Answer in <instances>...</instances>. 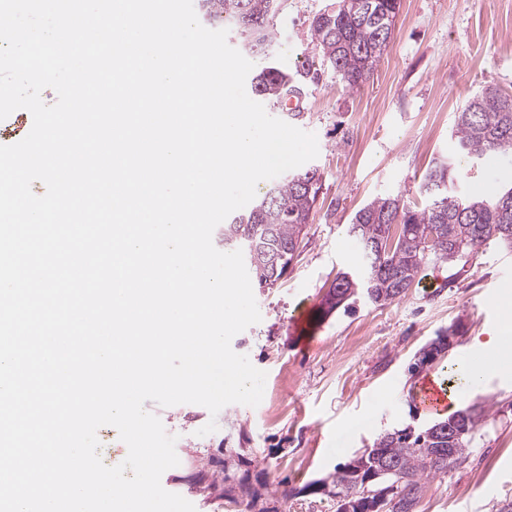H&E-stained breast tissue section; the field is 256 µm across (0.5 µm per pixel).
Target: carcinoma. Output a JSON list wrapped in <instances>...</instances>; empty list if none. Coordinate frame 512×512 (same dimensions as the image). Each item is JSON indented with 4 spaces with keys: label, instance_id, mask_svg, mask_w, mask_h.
Here are the masks:
<instances>
[{
    "label": "carcinoma",
    "instance_id": "obj_1",
    "mask_svg": "<svg viewBox=\"0 0 512 512\" xmlns=\"http://www.w3.org/2000/svg\"><path fill=\"white\" fill-rule=\"evenodd\" d=\"M279 0H208L202 15L236 32L253 53H263L272 41L270 22ZM399 0H336V7L315 15L311 42L320 65L332 68L348 89L360 87L373 75L386 50ZM315 61L296 75L268 67L254 77L258 96L277 105L319 79ZM457 148L477 159L489 151L512 152V96L486 86L458 112L453 129ZM451 160L440 159L421 186L425 202L409 205L397 197H377L356 211L349 232L358 240L363 266L339 273L332 287L336 303L319 309L323 319L360 295L376 306L406 296L420 283L429 264L448 266L452 283L483 249L495 244L512 251V187L495 199L460 195ZM322 181L315 167H303L267 188L254 206L233 216L219 230V242L242 250L245 266L261 288H273L292 264ZM452 324L419 351L411 369L434 362L433 353L448 349L447 337L458 334ZM488 408L482 404L461 409L432 425L395 429L378 437L372 447L339 465L327 479L305 489L320 491L335 501L336 512H348L356 494L385 512H416L427 482L465 463L481 437ZM248 498V512L257 508L261 495L244 481L224 477V497Z\"/></svg>",
    "mask_w": 512,
    "mask_h": 512
}]
</instances>
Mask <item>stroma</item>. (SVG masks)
Instances as JSON below:
<instances>
[{
    "label": "stroma",
    "mask_w": 512,
    "mask_h": 512,
    "mask_svg": "<svg viewBox=\"0 0 512 512\" xmlns=\"http://www.w3.org/2000/svg\"><path fill=\"white\" fill-rule=\"evenodd\" d=\"M333 0H280L268 55L249 54L253 73L301 70L315 50L313 17ZM512 96V0H400L390 43L370 80L346 90L332 71L306 87L296 127L314 133L322 191L307 235L287 275L273 289L254 288L262 319L232 340L235 352L267 374L257 407L145 402L175 435L178 466L161 477L196 512L224 498V473L263 495L270 512H335L305 485L333 473L381 434L434 420L423 410L424 376L447 377L464 356H479L512 316V251L480 252L456 280L429 270L406 297L379 307L358 299L350 311L315 315L339 271L361 264L349 234L356 210L377 197L422 203L433 161L452 159L464 195L494 197L512 187V153L475 159L459 153L452 130L465 101L485 86ZM461 333L423 373L419 350L451 324ZM483 389L458 395L459 408L485 404V437L463 465L431 480L417 512H496L512 500V362L486 360ZM217 429L199 430L209 420ZM240 465L225 468L229 452Z\"/></svg>",
    "instance_id": "stroma-1"
}]
</instances>
